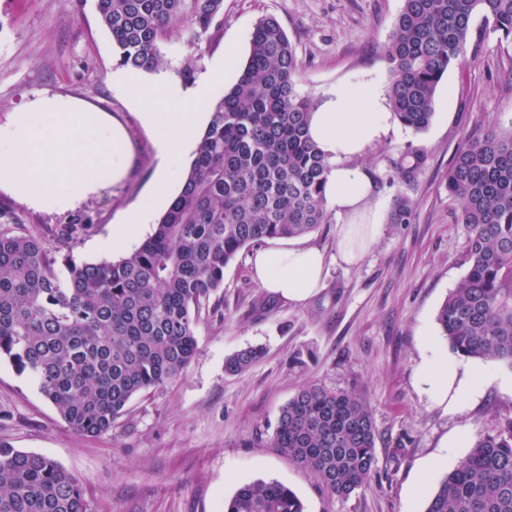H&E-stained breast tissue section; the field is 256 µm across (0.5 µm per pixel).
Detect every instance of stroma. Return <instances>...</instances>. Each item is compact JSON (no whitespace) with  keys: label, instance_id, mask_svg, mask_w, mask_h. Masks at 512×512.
Here are the masks:
<instances>
[{"label":"stroma","instance_id":"1","mask_svg":"<svg viewBox=\"0 0 512 512\" xmlns=\"http://www.w3.org/2000/svg\"><path fill=\"white\" fill-rule=\"evenodd\" d=\"M402 0H224L221 27L198 48L186 43L185 21L173 22L161 44L160 71H137L143 100L112 83L118 65L112 38L93 0H0V125L41 93L77 99L107 115L125 138L124 174L105 180L65 211L36 209L0 189V228L42 239L58 257L116 261L150 236L118 238L123 217L146 204L162 160L156 131L146 123L159 75L180 79L188 56L194 76L218 67L219 89L230 88L248 57L258 19L275 16L301 64L299 88L315 99L336 85L363 82L387 90L381 50ZM512 127V43L480 38L475 60L451 66L437 90L434 117L416 133L392 122L386 136L356 164L378 195L379 236L361 261H337V224L272 248L315 246L327 258L322 288L295 304L258 285L252 249L224 269L215 307L201 314L197 353L177 380L135 396L111 430L89 437L70 430L33 381L0 362V441L47 456L82 483L90 512H224L245 484L277 480L292 488L305 512H424L445 473L478 437L512 416V368L458 413L433 406L418 366L429 344L446 346L436 315L468 270L467 228L448 197V169L459 147L490 130ZM422 156L401 174L403 153ZM415 203L410 223L393 224L396 196ZM261 347L263 360L238 375L225 359ZM352 390L369 402L377 430L375 475L348 499L330 498L313 474L268 447L281 407L303 386Z\"/></svg>","mask_w":512,"mask_h":512}]
</instances>
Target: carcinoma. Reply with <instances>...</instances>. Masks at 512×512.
I'll return each instance as SVG.
<instances>
[{
	"instance_id": "cac0c4a2",
	"label": "carcinoma",
	"mask_w": 512,
	"mask_h": 512,
	"mask_svg": "<svg viewBox=\"0 0 512 512\" xmlns=\"http://www.w3.org/2000/svg\"><path fill=\"white\" fill-rule=\"evenodd\" d=\"M118 65L159 69L168 26L185 16L196 47L220 25L224 0H95ZM512 42V0H403L383 58L390 107L421 132L448 68L466 61L475 18ZM295 47L279 20L253 30L237 81L210 119L180 193L154 232L117 261L77 263L33 235L0 230V361L27 375L68 428L112 429L131 399L178 379L197 348L201 310L224 287V268L265 239L308 234L331 215L329 162L313 142V97L298 87ZM448 196L467 227L469 267L436 321L458 355L512 367V128L468 141L448 171ZM414 204L395 199L390 223ZM264 356L225 360L240 373ZM377 431L367 401L308 384L282 407L268 445L310 470L332 498L373 476ZM0 512H89L81 482L54 460L0 441ZM224 512H304L288 486H242ZM425 512H512V419L476 440L429 496Z\"/></svg>"
}]
</instances>
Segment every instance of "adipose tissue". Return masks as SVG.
I'll return each instance as SVG.
<instances>
[{"label":"adipose tissue","instance_id":"ef3b65f1","mask_svg":"<svg viewBox=\"0 0 512 512\" xmlns=\"http://www.w3.org/2000/svg\"><path fill=\"white\" fill-rule=\"evenodd\" d=\"M158 90L164 101L188 106L184 112L151 111L145 115L158 130L155 146L163 166L153 197L161 201L168 194L169 183L179 177L184 154L197 138L198 111L210 103L214 84L205 80L187 92L163 77ZM389 120L384 97L360 83L338 85L324 96L312 119V137L330 162L325 204L341 221L337 256L348 265L362 258L380 232L379 224L368 219L376 199L374 183L354 161L386 135ZM324 267L323 253L314 247L262 250L253 259L260 286L296 303L306 301L321 288ZM418 372L428 401L453 413L482 397L495 379L489 369L448 357L435 348L422 360Z\"/></svg>","mask_w":512,"mask_h":512}]
</instances>
